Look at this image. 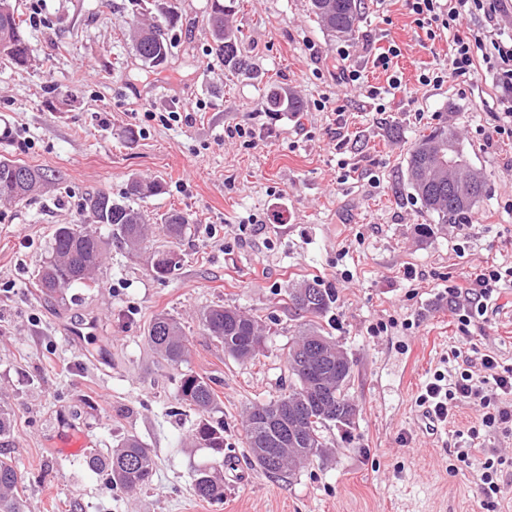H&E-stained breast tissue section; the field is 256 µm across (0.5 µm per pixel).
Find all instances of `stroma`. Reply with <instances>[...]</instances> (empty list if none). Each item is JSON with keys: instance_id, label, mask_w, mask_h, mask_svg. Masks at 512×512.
I'll return each mask as SVG.
<instances>
[{"instance_id": "35a3bbf8", "label": "stroma", "mask_w": 512, "mask_h": 512, "mask_svg": "<svg viewBox=\"0 0 512 512\" xmlns=\"http://www.w3.org/2000/svg\"><path fill=\"white\" fill-rule=\"evenodd\" d=\"M174 3L182 28L167 62L151 69L128 38L130 0L17 2L33 60L21 70L0 63V126L13 132L0 152L57 176L31 201L0 204V405L14 419L0 457L21 476V512H512V435L484 441L507 459L503 494L490 503L457 459L476 408L460 405L428 427L418 404L430 376L455 366L449 286L512 261V138L495 132L491 75L450 78L451 40L428 39L404 0H364L346 40L314 21L310 0H238L231 21L246 36L250 79L213 59L210 0ZM384 52L385 67L376 63ZM345 64L358 83L342 81ZM432 73L442 82L423 83ZM270 83L296 93L303 112L271 121L262 110ZM374 89L383 100L372 99ZM325 99L330 109L320 108ZM189 102L200 105L191 121H157ZM238 124L254 138L227 137ZM440 124L456 130L487 193L474 223L423 234L428 218L398 182L415 138ZM127 128L134 142L121 140ZM133 178L163 185L140 203L145 248L98 225L111 244L96 286L44 299L36 273L56 228L78 220L87 194L122 199ZM174 209L189 224L173 243L160 217ZM168 247L180 264L155 278L152 253ZM410 268L417 278H407ZM306 282L336 296L319 323L353 363L347 393L359 412L351 428L327 430L323 457L274 482L248 461L244 416L288 389V347L303 323L288 292ZM215 305L263 327L254 360H235L204 335L200 316ZM161 313L185 327L180 364L147 343ZM377 322L387 329L375 335ZM471 331L474 357L491 352L512 364V299L500 298ZM188 372L213 381L224 452L237 463L220 500L193 493L196 467L212 456L192 441L198 413L178 396ZM129 434L156 460L151 483L135 491L87 464ZM74 439L85 447L71 449Z\"/></svg>"}]
</instances>
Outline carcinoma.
I'll list each match as a JSON object with an SVG mask.
<instances>
[{
  "label": "carcinoma",
  "instance_id": "carcinoma-1",
  "mask_svg": "<svg viewBox=\"0 0 512 512\" xmlns=\"http://www.w3.org/2000/svg\"><path fill=\"white\" fill-rule=\"evenodd\" d=\"M145 7L132 13L128 37L137 55L148 68L163 65L171 54L174 40L172 31L179 22L170 0H142ZM363 0H311V10L316 20L332 36L352 37L362 16ZM235 0H211L207 17L212 38L211 51L235 75H251V63L243 54L244 36L240 29L229 22L234 14ZM164 16L167 31L155 24V17ZM32 49L24 33L23 22L15 0H0V59L17 68L28 66ZM264 111L269 113L303 111L302 100L279 85H268L263 96ZM49 184L47 172L7 157H0V201L18 203L29 201ZM403 187L419 204L421 213L432 217L436 224H465L470 214L486 193L485 175L474 168L466 157L456 132L445 125L421 135L406 158L402 173ZM158 182L131 180L126 189L125 201L119 203L107 194H96L84 200L81 218L74 224L60 225L53 238L49 255L36 274L37 286L43 295L62 298L63 290L71 285L87 284L94 280L102 265L109 242L90 229L93 224L113 226V238L130 247L138 248L145 242L144 213L133 203L161 193ZM167 235L178 240L185 232L189 219L178 211L164 216ZM173 249L154 252L151 268L154 276L168 277L178 260ZM304 288L314 298V306L300 307L290 303L297 315L318 319L330 309L334 294L316 283H306ZM204 333L224 348L229 356L247 361L254 357L248 347V337L256 335L255 322L238 310L217 305L202 316ZM148 342L163 359L171 363L183 361L188 352L187 339L176 318L160 314L148 330ZM294 382L288 392L278 398L251 409L247 414L245 444L249 458L257 471L268 479H280L286 474L310 463L326 452L324 430L340 424L350 427L354 421L345 418L355 405L349 400L346 388L352 373L336 381V360L328 361L323 386V404L310 405L303 410L305 420L294 447L277 448V460L268 456L264 448L270 435L268 421L276 417L285 403H301L310 396L309 375L303 365L289 363ZM179 400L194 407L200 420L193 430L195 442L221 458V465L231 466L233 459L224 456V421L213 417L218 395L212 380L199 374L186 373L180 379ZM92 466L107 469L113 486L124 489H141L150 484L156 470L152 450L134 435L125 437L112 449L106 459L93 455ZM19 476L16 466L8 459H0V512H19ZM193 490L202 500H220L224 497L222 469L202 466L195 471Z\"/></svg>",
  "mask_w": 512,
  "mask_h": 512
}]
</instances>
